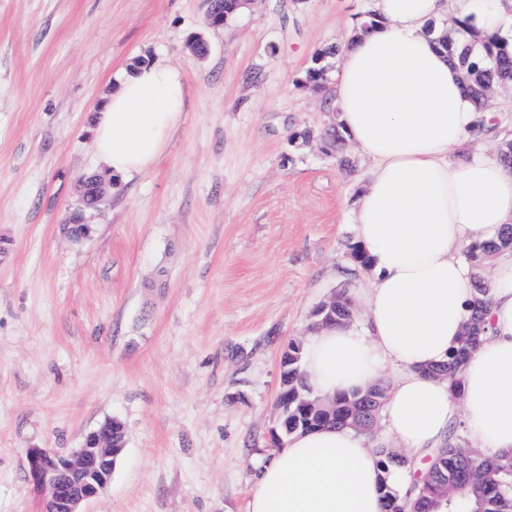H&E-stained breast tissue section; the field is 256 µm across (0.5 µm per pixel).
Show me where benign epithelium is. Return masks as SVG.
Segmentation results:
<instances>
[{"label":"benign epithelium","instance_id":"benign-epithelium-1","mask_svg":"<svg viewBox=\"0 0 512 512\" xmlns=\"http://www.w3.org/2000/svg\"><path fill=\"white\" fill-rule=\"evenodd\" d=\"M114 460L112 433L103 431L88 433L81 448L69 454L29 449L31 480L50 490L42 512H83L81 507L97 497L111 480Z\"/></svg>","mask_w":512,"mask_h":512}]
</instances>
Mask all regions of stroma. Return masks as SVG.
I'll list each match as a JSON object with an SVG mask.
<instances>
[{
  "instance_id": "1",
  "label": "stroma",
  "mask_w": 512,
  "mask_h": 512,
  "mask_svg": "<svg viewBox=\"0 0 512 512\" xmlns=\"http://www.w3.org/2000/svg\"><path fill=\"white\" fill-rule=\"evenodd\" d=\"M368 7L257 0L208 28L206 0H0V512L41 510L28 449L71 452L108 418L126 445L86 512H248L280 355L362 278L368 161L348 176L290 136L334 123L298 80ZM139 58L180 69L184 122L72 244L79 181L105 172L96 111Z\"/></svg>"
}]
</instances>
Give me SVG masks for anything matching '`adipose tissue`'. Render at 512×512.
Listing matches in <instances>:
<instances>
[{"label": "adipose tissue", "instance_id": "1", "mask_svg": "<svg viewBox=\"0 0 512 512\" xmlns=\"http://www.w3.org/2000/svg\"><path fill=\"white\" fill-rule=\"evenodd\" d=\"M379 27L340 51L332 89L345 135L370 169L353 211L370 258L359 298L362 327L335 324L306 341L304 375L314 393L372 385L397 376L384 401L389 430L415 454L443 446L464 419L473 447L512 451V252L495 260L488 332L480 340L455 406L431 374L457 347L475 294L463 248L512 223V173L453 151L477 138L481 118L459 71L426 32L445 12L482 19L486 36L512 27L502 0H370ZM181 71L149 63L126 72L91 130L114 178L150 169L183 121ZM367 437L349 427L292 434L261 468L248 512H382L381 482L405 490V474H381Z\"/></svg>", "mask_w": 512, "mask_h": 512}]
</instances>
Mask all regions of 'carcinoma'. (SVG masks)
Returning a JSON list of instances; mask_svg holds the SVG:
<instances>
[{
	"label": "carcinoma",
	"instance_id": "1",
	"mask_svg": "<svg viewBox=\"0 0 512 512\" xmlns=\"http://www.w3.org/2000/svg\"><path fill=\"white\" fill-rule=\"evenodd\" d=\"M480 28L474 18L463 21L453 20L452 26L440 39L450 57L462 71L464 88L477 105V111H484L485 101L494 96L499 88L512 83V36L499 37L489 44L477 39ZM339 53L337 46L318 49L311 63L304 71L299 84L313 91L326 89L327 75L332 60ZM341 126L333 127L332 133L305 130L291 135V141L307 144L312 140L319 143L324 153L335 157L338 167L346 174L357 171L355 156L340 148L343 141ZM66 228L73 234L93 230V225L84 221V214L75 208L71 212ZM353 265L365 269L370 266L367 250L358 243L347 245ZM512 252V224L499 227L493 234L471 242L463 256L474 271L475 300L469 307L466 336L460 346L437 365L433 371L448 378L453 391L461 390L462 375L470 354V348L477 340V334L486 331L488 292L480 272L499 254ZM353 303L347 292H342V301L336 313L322 320L323 323L352 321ZM304 345L300 341L288 342V427L280 428V443H285L294 432L307 431L325 425H340V421L355 414L362 420L359 429L371 432L377 424L387 386L377 382L365 389H357L340 396L336 403V416L324 417L302 401L317 402L318 396L304 382ZM382 470L397 468L409 473L411 483L407 492L399 494L392 487L382 485L383 512H399L404 504L416 499L431 500L435 512H512V454H485L466 445L457 425L448 430L445 446L435 448L428 454L430 461L424 463L422 472H431L429 481L415 478V461L408 460L396 449L382 442L374 448Z\"/></svg>",
	"mask_w": 512,
	"mask_h": 512
}]
</instances>
